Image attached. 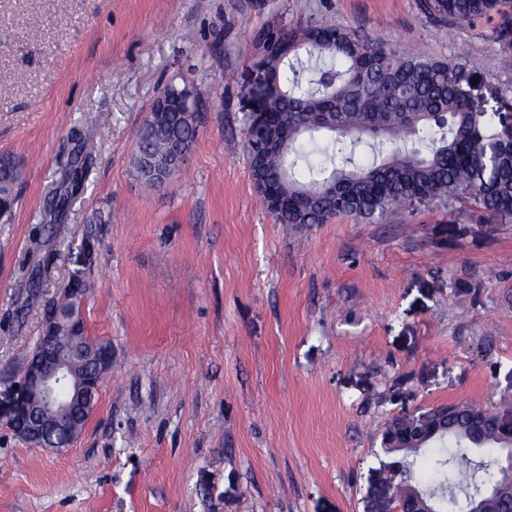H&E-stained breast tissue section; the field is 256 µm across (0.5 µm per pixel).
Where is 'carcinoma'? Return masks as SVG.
Wrapping results in <instances>:
<instances>
[{
  "instance_id": "cac0c4a2",
  "label": "carcinoma",
  "mask_w": 512,
  "mask_h": 512,
  "mask_svg": "<svg viewBox=\"0 0 512 512\" xmlns=\"http://www.w3.org/2000/svg\"><path fill=\"white\" fill-rule=\"evenodd\" d=\"M505 0H419L433 23L465 28L502 14ZM272 93L267 111L279 122L261 139L279 147L266 154V171L280 176L288 210L280 224H324L338 215L371 223L396 211L439 203L452 208L470 198L493 216L512 215V141L503 131L507 113L488 109L474 95L475 65L464 54L447 61L424 54L399 55L379 39L338 27L298 25L263 31ZM500 52H512V19L494 29ZM305 50L310 64L289 62ZM204 113L169 107L137 131L136 177L145 185L147 158L193 145ZM81 168L63 181L47 205V222L32 239L36 253L24 273L36 289L52 264L51 243L66 235L69 203L82 190ZM18 173L0 161L3 213L16 201ZM336 188V200L326 196ZM440 431L419 448L397 454V491L411 485L435 512H472L485 486L512 500V482L501 472L504 447L491 410L469 403L446 406Z\"/></svg>"
}]
</instances>
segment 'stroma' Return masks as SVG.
Segmentation results:
<instances>
[{
	"mask_svg": "<svg viewBox=\"0 0 512 512\" xmlns=\"http://www.w3.org/2000/svg\"><path fill=\"white\" fill-rule=\"evenodd\" d=\"M327 24L401 54H466L507 90L495 21L433 24L418 0H0V392L19 379L84 242L87 334L112 350L73 444L0 415V512H394V418L512 384V216L471 200L296 228L262 206L244 127L265 28ZM193 81L204 125L166 186L133 172L158 90ZM81 134L94 164L36 293L31 237ZM17 179L18 173L14 165L7 160L0 161V193L4 201L3 208L0 206L1 216L5 212L9 214L11 208L13 209L16 201L15 184Z\"/></svg>",
	"mask_w": 512,
	"mask_h": 512,
	"instance_id": "obj_1",
	"label": "stroma"
}]
</instances>
